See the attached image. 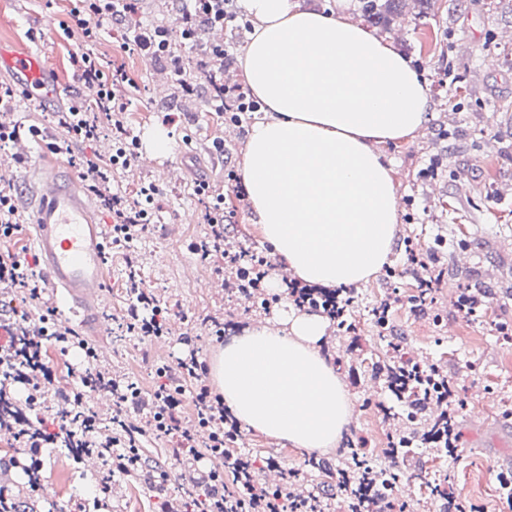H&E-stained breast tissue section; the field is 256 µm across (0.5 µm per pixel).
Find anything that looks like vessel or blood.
Returning <instances> with one entry per match:
<instances>
[{"instance_id":"obj_1","label":"vessel or blood","mask_w":512,"mask_h":512,"mask_svg":"<svg viewBox=\"0 0 512 512\" xmlns=\"http://www.w3.org/2000/svg\"><path fill=\"white\" fill-rule=\"evenodd\" d=\"M0 69L16 79L24 96L43 103L53 97L50 68L39 53L0 49ZM38 193L31 206V243L50 303L89 327L103 301L110 231L72 181L34 168Z\"/></svg>"}]
</instances>
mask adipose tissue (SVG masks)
I'll use <instances>...</instances> for the list:
<instances>
[{
    "instance_id": "ef3b65f1",
    "label": "adipose tissue",
    "mask_w": 512,
    "mask_h": 512,
    "mask_svg": "<svg viewBox=\"0 0 512 512\" xmlns=\"http://www.w3.org/2000/svg\"><path fill=\"white\" fill-rule=\"evenodd\" d=\"M254 22L243 58L266 106L242 160L256 228L283 276L330 287L359 284L393 251L398 197L376 144L418 135L432 118L428 88L390 43L356 21L299 0H243ZM316 314L283 308L232 338L209 374L248 427L300 448L335 449L351 408L319 343Z\"/></svg>"
}]
</instances>
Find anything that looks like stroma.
Listing matches in <instances>:
<instances>
[{
	"instance_id": "35a3bbf8",
	"label": "stroma",
	"mask_w": 512,
	"mask_h": 512,
	"mask_svg": "<svg viewBox=\"0 0 512 512\" xmlns=\"http://www.w3.org/2000/svg\"><path fill=\"white\" fill-rule=\"evenodd\" d=\"M80 7L79 0H0V47L42 53L57 91L43 105L18 98L6 115L7 122L18 127L20 138H28L33 126L48 128L49 133L21 164L15 160V146L0 148V177L18 195L19 219L18 231L0 241V250L34 255L27 222L34 199L32 168L73 176L77 170L71 154L92 158L105 151L101 141L62 149V131L48 127L52 113L91 101L73 75V54L90 52L121 65L128 76L121 89L128 104L126 126L143 144L155 128L165 126L169 146L154 167L134 166L113 174L114 188L128 196L149 184L156 187V226L131 247L111 252L104 337H85V349L66 352L53 341H42V361L53 373L42 409L49 420L56 396L70 393L88 368L86 348L108 343L110 371L148 394L161 382L159 368L189 349H197L200 361L210 362L221 345L212 334L211 319L223 320L224 334L230 337L255 327L258 320H274L289 300L282 292L270 297L268 309L255 308L250 299L225 290L220 261L201 259L194 250L210 232L202 222L195 191L203 178L224 193V211L231 216L224 227L228 240L249 252L269 251L253 227L249 203L237 196L228 180L229 172L241 169L249 122L230 129L223 114L211 110L205 86L188 95L166 84L169 62L128 49L124 23L104 22L96 40H85L72 27ZM506 29L512 30V0H438L433 16L410 11L391 22L386 37L425 79L433 120L424 136L380 147L404 202L389 259L399 274L386 280L377 272L357 285L351 310L356 330L342 336L336 327H328L320 347L351 404L344 439L372 454L377 468L400 474L395 505L414 502L420 512H441L446 506L444 499L430 495L432 483L447 484L452 497L471 512H512V501L503 498L499 484L505 462L512 459V342L496 329L497 323H512V39L503 38ZM168 115L173 123H165ZM452 236L463 238V246L436 254L437 241ZM409 246L423 253L429 267L442 271L433 303L421 309L411 302L418 272L407 263ZM479 281L490 285L496 296L480 313L464 316L454 302L468 284ZM135 285L151 289L172 322L166 342L119 335L116 323ZM377 302L390 303L389 327L400 337L407 356L439 365L456 383L463 401L456 457L433 448L407 462L383 455L390 425L382 407L390 399L371 375V366L385 347L370 324ZM236 448L251 457L257 484L266 485L275 462L281 471L302 472L304 492L319 495V478L307 472L309 450L248 428L242 429ZM141 452L152 461V483L131 481L124 472L113 471L118 491L106 496L101 512H158L167 496L180 499L183 512H198L183 495L187 482L181 473L187 464L175 440L147 435ZM420 463L427 479L423 485L408 478ZM95 493L88 466L74 463L64 449L46 448L41 454L40 489L30 492L28 507L30 512H91Z\"/></svg>"
}]
</instances>
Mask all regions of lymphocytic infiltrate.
Here are the masks:
<instances>
[{"label": "lymphocytic infiltrate", "mask_w": 512, "mask_h": 512, "mask_svg": "<svg viewBox=\"0 0 512 512\" xmlns=\"http://www.w3.org/2000/svg\"><path fill=\"white\" fill-rule=\"evenodd\" d=\"M174 6L185 20L183 38L194 43L199 42L203 27L211 21L232 22L237 18L231 0H174ZM134 9V0H82V8L75 11L73 18L85 38L89 39L101 20L109 17L116 22L122 21ZM72 64L78 82L95 93L98 110L92 113L84 107L71 106L55 113L54 124L70 141L111 139V157L87 163L76 156L72 163L90 190L98 194L113 212V244L128 247L149 229L148 206L154 201L156 189L151 185L145 186L132 199L120 197L110 189L113 169L130 162L133 157L130 146L136 141L122 120L126 102L110 90L111 85L125 82L126 77L118 68L112 74H105L98 58L85 52L73 55ZM204 219L211 233L196 246L203 258L221 256L225 268L235 271L240 277L247 271L256 272L264 266L265 257L225 247L223 194L212 196ZM9 292L33 301L42 297L41 278L34 265L26 258L7 251L0 253V329L11 333L12 338L8 344L0 346V398H12L16 385L27 387L25 401L29 409L17 414L14 424L15 437L31 458L29 471L38 469L39 464L34 457L49 444L65 448L76 457L90 448H108L112 451L113 464L123 468L128 462V450L138 447L142 437L148 434L171 436L176 438L192 469L194 485L206 491L203 512H289L288 505L278 498L268 497L253 481L232 489L225 486L224 439L238 437L240 429L237 421L226 413L221 395L212 393L209 386H200L196 393L198 422L193 425L183 421L180 382L187 378L199 379L202 365L197 355L163 366L161 373L170 377V384L161 385L146 396L133 382L112 376L99 378L100 388L112 394L109 430H102L99 413L87 405L86 394L81 389L73 391L69 398L72 413L62 418L55 429H48L33 409L39 404L53 376L45 364L27 353L24 331L27 317L13 302L5 301L4 296ZM120 327L127 334L145 338L169 333L167 319L156 299L138 290L132 294ZM139 405L152 410L150 419L142 426L133 425L126 416L128 407Z\"/></svg>", "instance_id": "1"}]
</instances>
